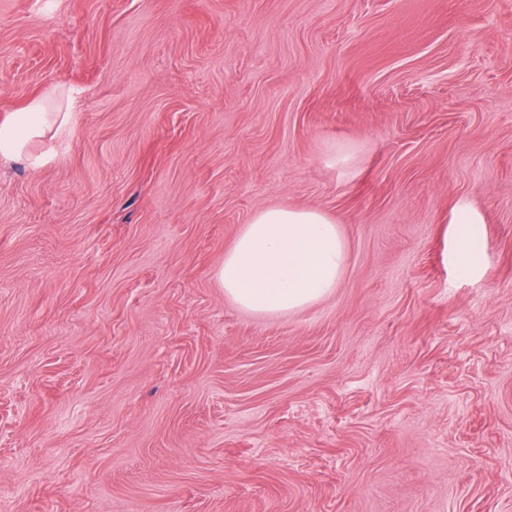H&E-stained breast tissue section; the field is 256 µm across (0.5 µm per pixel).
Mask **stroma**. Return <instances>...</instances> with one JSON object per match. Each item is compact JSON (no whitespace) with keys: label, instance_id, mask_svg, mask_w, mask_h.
Listing matches in <instances>:
<instances>
[{"label":"stroma","instance_id":"obj_1","mask_svg":"<svg viewBox=\"0 0 512 512\" xmlns=\"http://www.w3.org/2000/svg\"><path fill=\"white\" fill-rule=\"evenodd\" d=\"M34 96L0 512H512V0H0V120ZM271 206L348 248L286 315L215 278ZM455 224L461 226V263L468 271L474 268L483 258L484 238L477 218L465 207H460L455 215Z\"/></svg>","mask_w":512,"mask_h":512}]
</instances>
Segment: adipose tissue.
<instances>
[{"instance_id": "1", "label": "adipose tissue", "mask_w": 512, "mask_h": 512, "mask_svg": "<svg viewBox=\"0 0 512 512\" xmlns=\"http://www.w3.org/2000/svg\"><path fill=\"white\" fill-rule=\"evenodd\" d=\"M59 121L44 98H36L0 123V156L25 158L33 166L41 156L29 145ZM461 263L474 268L483 258L478 220L459 208ZM347 259L337 223L317 209L271 207L254 213L225 253L216 279L227 298L258 314L288 313L308 307L338 287Z\"/></svg>"}]
</instances>
